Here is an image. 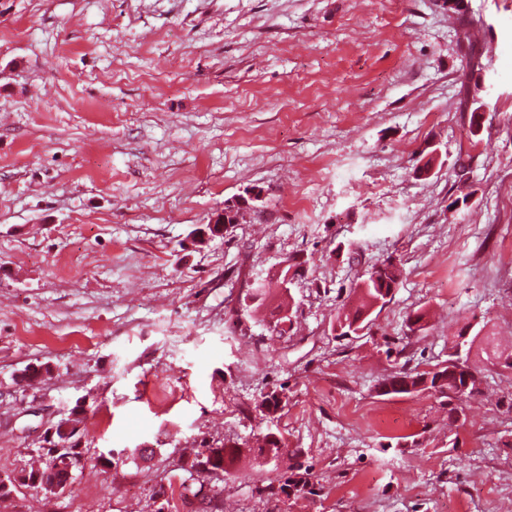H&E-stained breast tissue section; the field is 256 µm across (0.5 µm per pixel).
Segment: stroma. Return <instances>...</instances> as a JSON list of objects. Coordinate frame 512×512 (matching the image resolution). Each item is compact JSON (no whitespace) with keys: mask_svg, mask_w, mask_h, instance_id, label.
Wrapping results in <instances>:
<instances>
[{"mask_svg":"<svg viewBox=\"0 0 512 512\" xmlns=\"http://www.w3.org/2000/svg\"><path fill=\"white\" fill-rule=\"evenodd\" d=\"M468 13L477 140L442 0H0V512H206L200 488L217 512H512V0ZM255 186L244 222L194 243ZM389 258L390 302L337 337ZM285 261L298 318L278 336L270 307L239 308ZM468 326L501 356L470 349L482 391L461 417L431 390L380 392ZM275 389L270 423L254 404ZM78 404L70 485L20 482ZM269 430L277 459L190 468ZM472 21L467 18H460L459 21V45L462 51V64L460 68V74L458 75L459 81V101H458V111L459 112H468L469 116V128L471 135L479 139L482 131L478 128L477 124V116L478 109L483 105V102L480 101V97L477 96V93L474 92L472 88V80L474 74L483 70L486 66L482 61V54L476 48V46L471 41V36L468 33L469 26ZM488 110L483 105L479 112L483 113V119L487 118ZM485 114V115H484Z\"/></svg>","mask_w":512,"mask_h":512,"instance_id":"35a3bbf8","label":"stroma"}]
</instances>
